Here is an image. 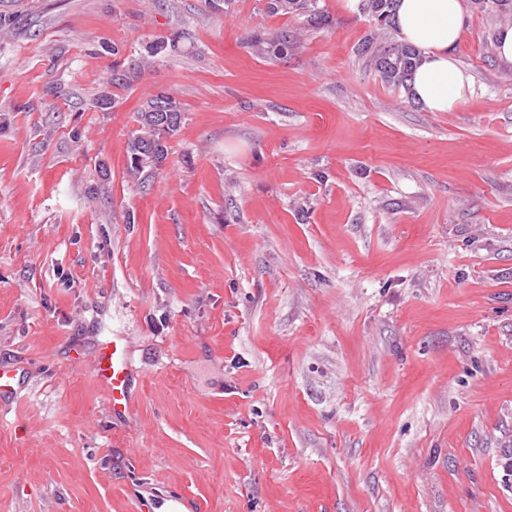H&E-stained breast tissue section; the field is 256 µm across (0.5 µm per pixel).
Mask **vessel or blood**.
<instances>
[{
	"mask_svg": "<svg viewBox=\"0 0 512 512\" xmlns=\"http://www.w3.org/2000/svg\"><path fill=\"white\" fill-rule=\"evenodd\" d=\"M134 376L128 344L123 337H113L101 347L95 362V377L106 394L113 417L125 416L132 409Z\"/></svg>",
	"mask_w": 512,
	"mask_h": 512,
	"instance_id": "b4317fda",
	"label": "vessel or blood"
}]
</instances>
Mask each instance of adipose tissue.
<instances>
[{"mask_svg": "<svg viewBox=\"0 0 512 512\" xmlns=\"http://www.w3.org/2000/svg\"><path fill=\"white\" fill-rule=\"evenodd\" d=\"M394 20L399 39L420 55L410 81L412 98L428 112L457 110L472 87L453 56L467 30L464 0H397Z\"/></svg>", "mask_w": 512, "mask_h": 512, "instance_id": "ef3b65f1", "label": "adipose tissue"}]
</instances>
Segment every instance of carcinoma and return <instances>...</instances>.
Listing matches in <instances>:
<instances>
[{
    "label": "carcinoma",
    "mask_w": 512,
    "mask_h": 512,
    "mask_svg": "<svg viewBox=\"0 0 512 512\" xmlns=\"http://www.w3.org/2000/svg\"><path fill=\"white\" fill-rule=\"evenodd\" d=\"M482 11L509 20L512 18V0H476ZM394 0H361L359 9L374 22V30L356 48L357 56L365 66L374 70L381 82L394 88H408L412 74L419 63V53L392 35L394 30ZM267 12L279 15H301L316 28L331 25L330 16L320 6V0H267ZM297 36L283 29L268 36L254 32L247 40L248 47L260 55L277 58L288 56ZM139 77V72L112 66L108 84L127 86ZM180 103L169 92L149 96L137 112L138 129L128 142L130 177L144 184L152 177V170L167 157V141L174 137L182 124Z\"/></svg>",
    "instance_id": "cac0c4a2"
}]
</instances>
